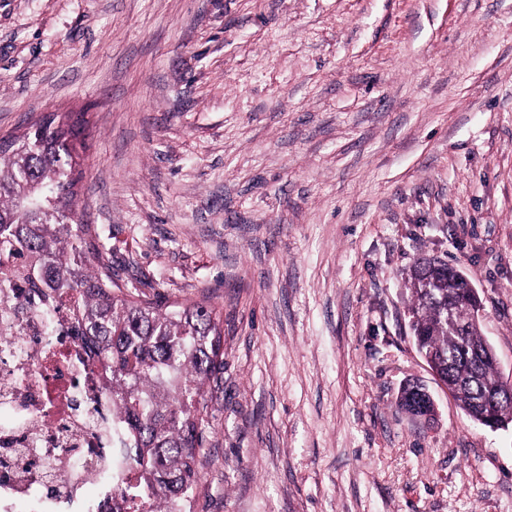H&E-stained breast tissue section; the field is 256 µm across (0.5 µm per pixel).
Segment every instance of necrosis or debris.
Wrapping results in <instances>:
<instances>
[{"mask_svg":"<svg viewBox=\"0 0 512 512\" xmlns=\"http://www.w3.org/2000/svg\"><path fill=\"white\" fill-rule=\"evenodd\" d=\"M68 299L0 287V512H102L112 498V395L71 333Z\"/></svg>","mask_w":512,"mask_h":512,"instance_id":"4bbe7bcc","label":"necrosis or debris"}]
</instances>
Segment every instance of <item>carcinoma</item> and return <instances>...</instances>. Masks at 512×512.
Listing matches in <instances>:
<instances>
[{
  "instance_id": "obj_1",
  "label": "carcinoma",
  "mask_w": 512,
  "mask_h": 512,
  "mask_svg": "<svg viewBox=\"0 0 512 512\" xmlns=\"http://www.w3.org/2000/svg\"><path fill=\"white\" fill-rule=\"evenodd\" d=\"M81 116H46L0 150V271L7 287L41 300L74 295V331L92 339L112 368V427L122 438V468L112 474L103 512H193L198 456L210 409L206 388L224 374L219 307L170 303L120 287L103 259L99 235L80 223L75 171L81 164ZM410 329L419 353L448 379V392L473 420L490 413L512 424L498 360L482 336L481 300L471 280L435 257L408 274ZM417 385L399 405L421 417Z\"/></svg>"
}]
</instances>
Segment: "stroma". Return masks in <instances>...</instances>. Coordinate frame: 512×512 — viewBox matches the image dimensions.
I'll use <instances>...</instances> for the list:
<instances>
[{
  "mask_svg": "<svg viewBox=\"0 0 512 512\" xmlns=\"http://www.w3.org/2000/svg\"><path fill=\"white\" fill-rule=\"evenodd\" d=\"M51 112L114 280L223 311L195 512H512L405 318L457 265L512 382V0H0V139Z\"/></svg>",
  "mask_w": 512,
  "mask_h": 512,
  "instance_id": "obj_1",
  "label": "stroma"
}]
</instances>
